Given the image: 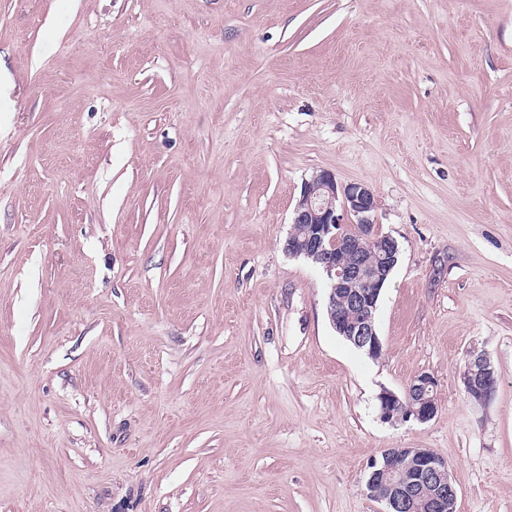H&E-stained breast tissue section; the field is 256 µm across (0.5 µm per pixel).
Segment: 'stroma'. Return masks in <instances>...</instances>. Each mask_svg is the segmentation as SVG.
<instances>
[{
    "label": "stroma",
    "instance_id": "35a3bbf8",
    "mask_svg": "<svg viewBox=\"0 0 512 512\" xmlns=\"http://www.w3.org/2000/svg\"><path fill=\"white\" fill-rule=\"evenodd\" d=\"M320 170L399 244L375 360L284 248ZM389 448L512 512V0H0V512H380ZM464 384L469 395L474 390H495L497 374L485 356L472 355L464 372ZM436 386L437 382L432 374L420 372L412 378L402 395L383 390L378 395L380 419L386 423L431 421L438 412L434 397ZM396 408H401V413L397 416Z\"/></svg>",
    "mask_w": 512,
    "mask_h": 512
}]
</instances>
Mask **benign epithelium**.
I'll use <instances>...</instances> for the list:
<instances>
[{"label":"benign epithelium","instance_id":"7a95c632","mask_svg":"<svg viewBox=\"0 0 512 512\" xmlns=\"http://www.w3.org/2000/svg\"><path fill=\"white\" fill-rule=\"evenodd\" d=\"M376 208L367 185L341 184L328 171L316 173L302 187L285 245L288 254L310 257L319 264L333 325L370 356L382 350L376 329L379 295L399 256L397 241L376 229ZM341 254L351 260L344 261ZM464 384L469 393L496 387L497 374L485 356L469 359ZM436 386L432 374L420 372L403 394L382 391L380 419L386 423L432 420L438 412ZM369 469L366 490L384 505L383 512H448V504L457 501L448 462L428 448H388Z\"/></svg>","mask_w":512,"mask_h":512}]
</instances>
